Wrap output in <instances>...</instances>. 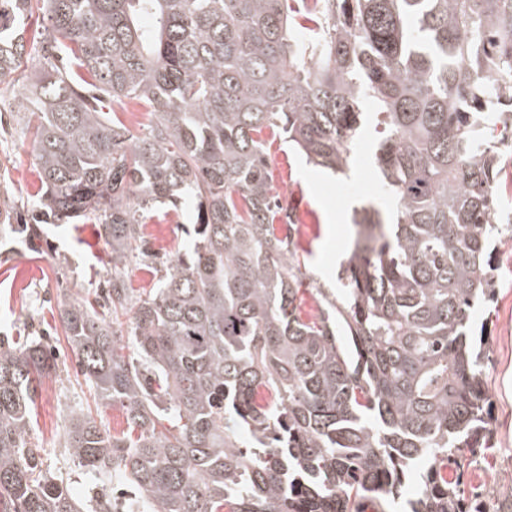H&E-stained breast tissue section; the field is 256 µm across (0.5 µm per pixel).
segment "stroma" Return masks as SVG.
<instances>
[{
    "mask_svg": "<svg viewBox=\"0 0 512 512\" xmlns=\"http://www.w3.org/2000/svg\"><path fill=\"white\" fill-rule=\"evenodd\" d=\"M26 93L22 83L0 82V210L22 208L39 188L27 116L17 106ZM376 135L364 124L351 145L346 172L320 171L278 139L269 146L275 192L294 208L293 237L306 266L302 314L318 312L315 291L336 285L340 263L350 256L349 237L355 210L366 205L390 206L378 183ZM195 220L192 206L178 212H156L142 227L150 258L131 263L132 288L149 291L162 275L160 259L192 246L188 231ZM496 288L490 302L478 306L472 331L484 347L485 392L491 401L493 435L489 447L464 452L457 472L466 498L481 512H498L512 497V236L491 246ZM111 274L110 250L96 224H50L38 251H30L10 225L0 223V337L21 346L45 338L58 365L45 378L36 399L30 445L36 448L43 474L66 485L83 512H103L105 491L120 490L128 512L138 503L121 478H105L78 465L66 446L71 409L92 414L113 434L126 428L117 406L103 405L81 372L65 335L63 304L96 299Z\"/></svg>",
    "mask_w": 512,
    "mask_h": 512,
    "instance_id": "1",
    "label": "stroma"
}]
</instances>
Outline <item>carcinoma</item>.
I'll use <instances>...</instances> for the list:
<instances>
[{"label":"carcinoma","mask_w":512,"mask_h":512,"mask_svg":"<svg viewBox=\"0 0 512 512\" xmlns=\"http://www.w3.org/2000/svg\"><path fill=\"white\" fill-rule=\"evenodd\" d=\"M34 2L46 25L29 42ZM13 75L32 88L18 111L37 121L41 184L17 232L35 250L43 225L93 220L110 247L112 320L80 302L61 320L127 429L71 414L81 466L119 472L147 512H386L424 460L407 512H479L448 468L491 434L470 325L502 233L512 0H0V78ZM129 100L155 118L136 134L117 117ZM366 102L393 208L357 214L339 286L316 289L305 318L268 144L343 172ZM491 104L496 135L480 132ZM183 203L192 249L135 295L143 224ZM126 315L133 357L114 330ZM51 360L40 338H0V512H81L29 448Z\"/></svg>","instance_id":"obj_1"}]
</instances>
